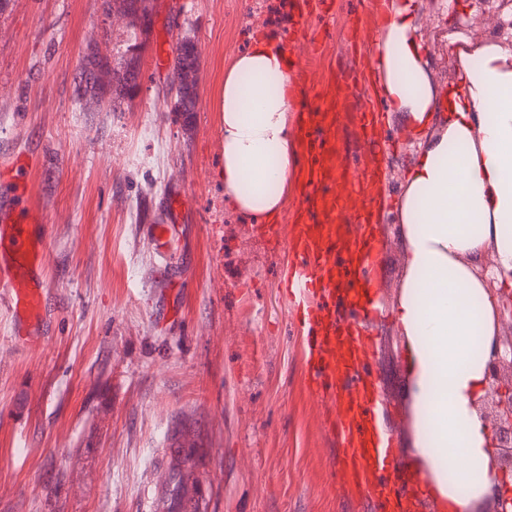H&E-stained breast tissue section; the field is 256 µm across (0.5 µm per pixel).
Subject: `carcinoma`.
I'll return each mask as SVG.
<instances>
[{"label":"carcinoma","instance_id":"cac0c4a2","mask_svg":"<svg viewBox=\"0 0 512 512\" xmlns=\"http://www.w3.org/2000/svg\"><path fill=\"white\" fill-rule=\"evenodd\" d=\"M102 15L110 18L119 13L128 19L126 28L130 39L124 50H103L90 43L80 59V67L105 81L88 82L83 90L75 92V99L83 112H118L124 102L133 100L141 86V70L138 50L142 45L139 37L148 33L153 14V0H97ZM194 39L184 35L177 39L173 47V64L169 79L170 88L175 90L171 111L177 112L184 125L192 123L199 98V87L192 73L196 64L193 55ZM186 470L181 464L170 466L166 483L171 496L179 498L187 492L184 482Z\"/></svg>","mask_w":512,"mask_h":512}]
</instances>
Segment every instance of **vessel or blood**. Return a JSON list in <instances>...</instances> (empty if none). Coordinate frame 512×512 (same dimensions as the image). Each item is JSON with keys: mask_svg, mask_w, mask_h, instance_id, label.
<instances>
[{"mask_svg": "<svg viewBox=\"0 0 512 512\" xmlns=\"http://www.w3.org/2000/svg\"><path fill=\"white\" fill-rule=\"evenodd\" d=\"M382 22L380 0H357L346 33L348 51H355ZM310 94L309 86L295 88L303 102L299 145L306 166L294 222L284 237L268 224L257 230L291 257L284 288L296 312V327L307 339L305 387L310 396L325 401L326 433L340 450L338 489L390 506L393 512H408L411 499L404 483L389 478L398 450L394 435L382 424L384 398L368 372L377 347L372 325L383 311L357 306L360 292L379 291L385 241L375 225L341 223L332 190L341 179L353 194L363 195L370 174L355 166L335 175L325 167V157L336 149V108L314 104ZM360 112L359 133L365 147L375 149L372 126L379 106L366 97ZM14 197L12 207L0 214V285L9 290V308L18 322L14 339L25 345L43 315L45 281L38 272L43 245L31 239L29 228L44 217L29 203L27 181H19Z\"/></svg>", "mask_w": 512, "mask_h": 512, "instance_id": "vessel-or-blood-1", "label": "vessel or blood"}]
</instances>
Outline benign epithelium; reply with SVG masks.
I'll list each match as a JSON object with an SVG mask.
<instances>
[{"instance_id":"obj_1","label":"benign epithelium","mask_w":512,"mask_h":512,"mask_svg":"<svg viewBox=\"0 0 512 512\" xmlns=\"http://www.w3.org/2000/svg\"><path fill=\"white\" fill-rule=\"evenodd\" d=\"M500 11L491 17L494 30L508 36L512 45V0H498ZM488 391L477 409L491 430L497 470L512 474V299H502L499 307L498 332L493 337L487 364Z\"/></svg>"}]
</instances>
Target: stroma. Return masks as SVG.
I'll return each mask as SVG.
<instances>
[{
	"instance_id": "35a3bbf8",
	"label": "stroma",
	"mask_w": 512,
	"mask_h": 512,
	"mask_svg": "<svg viewBox=\"0 0 512 512\" xmlns=\"http://www.w3.org/2000/svg\"><path fill=\"white\" fill-rule=\"evenodd\" d=\"M290 0H155L139 50L142 85L119 112L81 111L74 76L89 42L123 45L121 21L97 0H11L0 16V205L13 201L7 165L26 159L45 221L46 283L37 343L18 347L0 306V512H148L176 428L195 442L188 483L209 512H361L332 483L322 407L304 384L302 339L280 286L286 251L224 203L218 97L224 68L273 32L289 55ZM325 58L304 68L315 100L342 86L354 0H332ZM420 35L439 91L457 85L449 39H492L470 0H417ZM200 50V105L191 131L163 98L172 48ZM184 197L180 209L172 202ZM176 227L159 252L150 225ZM379 295L394 309L404 271L397 225ZM392 351L372 378L406 462L414 418L395 322Z\"/></svg>"
}]
</instances>
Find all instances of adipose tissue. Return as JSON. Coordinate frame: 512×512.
Here are the masks:
<instances>
[{
    "instance_id": "adipose-tissue-1",
    "label": "adipose tissue",
    "mask_w": 512,
    "mask_h": 512,
    "mask_svg": "<svg viewBox=\"0 0 512 512\" xmlns=\"http://www.w3.org/2000/svg\"><path fill=\"white\" fill-rule=\"evenodd\" d=\"M417 0H388L371 85L402 115L414 147L392 208L405 249L395 309L414 412V465L445 512H476L499 484L487 388L499 289H512V46L455 44L460 83L438 92ZM219 110L224 201L264 224L302 171L292 63L275 35L256 37L224 70ZM494 266L495 290L479 271Z\"/></svg>"
}]
</instances>
